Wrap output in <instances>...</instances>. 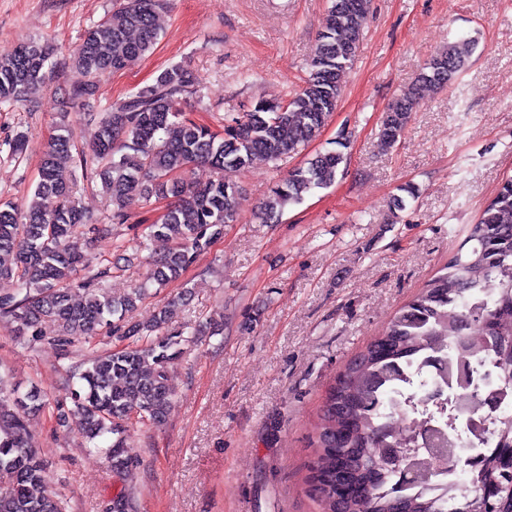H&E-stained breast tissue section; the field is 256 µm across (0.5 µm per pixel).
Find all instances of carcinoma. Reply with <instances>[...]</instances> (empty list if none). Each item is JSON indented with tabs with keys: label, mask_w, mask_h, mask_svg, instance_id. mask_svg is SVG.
<instances>
[{
	"label": "carcinoma",
	"mask_w": 512,
	"mask_h": 512,
	"mask_svg": "<svg viewBox=\"0 0 512 512\" xmlns=\"http://www.w3.org/2000/svg\"><path fill=\"white\" fill-rule=\"evenodd\" d=\"M369 0H331L324 26L308 61L303 84L282 102L259 101L223 132L196 122L181 103L197 95L191 65L161 70L153 82L112 104L101 117L90 100L100 77L124 70L151 52L158 40L157 16L166 0H124L116 17L89 29L71 50L70 59L84 75L69 101L83 110L94 133L83 148L70 135L51 138L41 159L39 179L27 204L0 205V316L18 324L20 334L36 335L44 320L59 323L65 335L89 339L102 328L130 340L116 351L96 355L70 375L74 411L83 436L95 450L112 458L122 474L136 462L128 444L132 417L162 424L175 392L169 369L182 356L183 343L201 331H172V300L156 310L149 325H120L152 288L180 279L196 256L234 221L238 186L226 174L247 169L262 156L277 162L299 152L324 128L341 93L343 78L356 60L364 35ZM473 43L461 40L438 50L415 76L411 87L388 106L380 137L394 146L426 90H443L458 78ZM63 48L49 40H29L0 50V103H20L48 78L52 59ZM345 157L337 150L320 153L293 169L265 199L254 216L277 223L287 206L314 189L336 181ZM204 163L213 177L204 184L187 177ZM83 178H97L109 195L115 215L127 216L135 204L151 198L170 203L149 225V239L173 245L152 260L147 277L133 291L114 298L101 282L108 266L94 262L83 247L85 235L107 236V224H90L74 199L75 183L62 178L65 168ZM425 356L437 369L457 371L470 402L493 406L499 393L512 389V179L505 180L467 226L456 252L391 319L385 330L349 360L326 391L314 425L315 448L309 467L328 471L341 449L354 474L355 489L338 499L324 484L308 488L319 512H441L437 499L411 477L407 457L411 434L402 423L416 410L414 395L381 411L386 388L404 378L402 369ZM495 374L497 390L482 395L473 374ZM49 404L40 392L25 394L0 378V512H62L46 464L32 450L29 414ZM494 451L480 460H459L477 470L472 488L451 504L452 512H512V418L498 421Z\"/></svg>",
	"instance_id": "cac0c4a2"
}]
</instances>
